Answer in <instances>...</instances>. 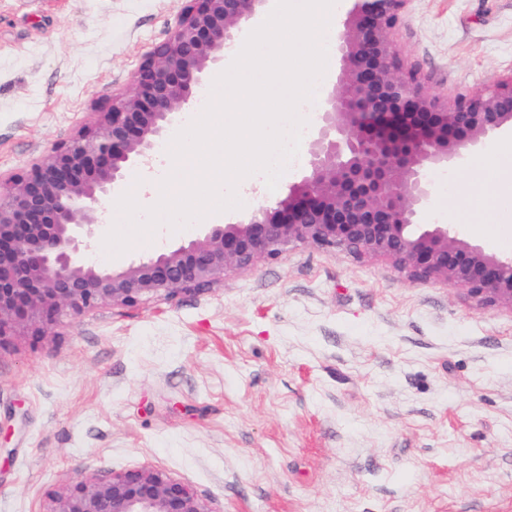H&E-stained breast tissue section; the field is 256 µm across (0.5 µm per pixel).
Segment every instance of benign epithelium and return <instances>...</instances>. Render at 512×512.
<instances>
[{
	"label": "benign epithelium",
	"instance_id": "7a95c632",
	"mask_svg": "<svg viewBox=\"0 0 512 512\" xmlns=\"http://www.w3.org/2000/svg\"><path fill=\"white\" fill-rule=\"evenodd\" d=\"M267 0H185L172 35L127 90L26 171L0 173V344L46 335L59 317L212 290L229 270L291 244L383 258L414 282L465 290L512 312V256L428 221L425 173L463 164L512 135V75L452 100L429 92L395 46L407 0H353L337 19L336 75L320 103L299 180L274 201L120 270L97 262L102 202L191 108L224 50ZM51 512H213L187 483L148 467L89 473Z\"/></svg>",
	"mask_w": 512,
	"mask_h": 512
}]
</instances>
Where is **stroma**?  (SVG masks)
I'll list each match as a JSON object with an SVG mask.
<instances>
[{
  "instance_id": "stroma-1",
  "label": "stroma",
  "mask_w": 512,
  "mask_h": 512,
  "mask_svg": "<svg viewBox=\"0 0 512 512\" xmlns=\"http://www.w3.org/2000/svg\"><path fill=\"white\" fill-rule=\"evenodd\" d=\"M183 0H0V171L126 88ZM406 67L456 97L512 75V0H409ZM431 221L488 249L494 187L430 172ZM151 466L212 512H512V312L297 244L216 289L0 344V512Z\"/></svg>"
}]
</instances>
